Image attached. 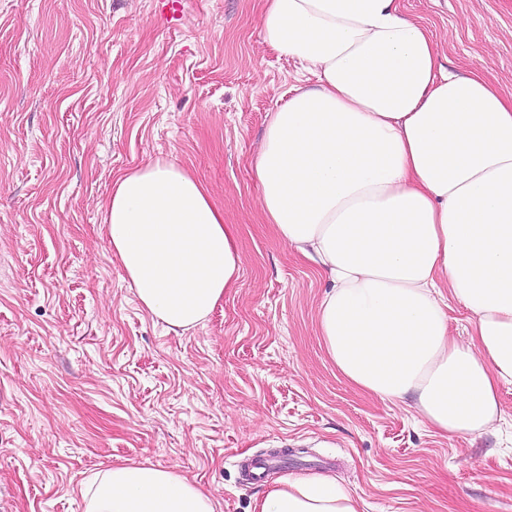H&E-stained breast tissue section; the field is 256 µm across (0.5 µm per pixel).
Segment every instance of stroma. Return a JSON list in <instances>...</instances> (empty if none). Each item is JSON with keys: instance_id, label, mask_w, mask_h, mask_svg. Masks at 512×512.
I'll use <instances>...</instances> for the list:
<instances>
[{"instance_id": "1", "label": "stroma", "mask_w": 512, "mask_h": 512, "mask_svg": "<svg viewBox=\"0 0 512 512\" xmlns=\"http://www.w3.org/2000/svg\"><path fill=\"white\" fill-rule=\"evenodd\" d=\"M400 2L446 68L512 92V0ZM263 5L0 0V512H84L83 482L132 463L252 512L267 487L241 462L274 452L362 512H512V386L494 433L443 437L326 357L328 281L259 205L256 143L302 75ZM155 161L190 169L241 246L238 287L186 333L143 309L103 230L114 181Z\"/></svg>"}]
</instances>
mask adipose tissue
<instances>
[{"label": "adipose tissue", "instance_id": "adipose-tissue-1", "mask_svg": "<svg viewBox=\"0 0 512 512\" xmlns=\"http://www.w3.org/2000/svg\"><path fill=\"white\" fill-rule=\"evenodd\" d=\"M263 41L315 78L268 116L259 204L329 288L322 348L351 387L413 396L444 436H482L512 386V93L446 70L399 0H265ZM104 227L141 306L169 329L204 321L241 277L239 239L192 172L156 161L117 178ZM469 313L452 336L448 298ZM85 512H214L174 470L116 465ZM253 512H359L335 478L281 479Z\"/></svg>", "mask_w": 512, "mask_h": 512}]
</instances>
